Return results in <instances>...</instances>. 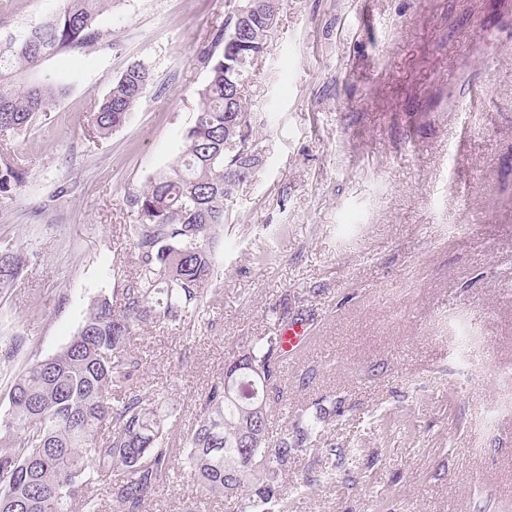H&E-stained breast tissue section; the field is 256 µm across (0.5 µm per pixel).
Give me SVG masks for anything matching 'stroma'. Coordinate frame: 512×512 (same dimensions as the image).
I'll return each instance as SVG.
<instances>
[{
  "instance_id": "1",
  "label": "stroma",
  "mask_w": 512,
  "mask_h": 512,
  "mask_svg": "<svg viewBox=\"0 0 512 512\" xmlns=\"http://www.w3.org/2000/svg\"><path fill=\"white\" fill-rule=\"evenodd\" d=\"M242 0H109L95 46L45 62L66 91L0 140L24 174L0 196V420L12 379L59 351L113 269H136L131 199L171 165L208 78L199 51ZM66 0H0V37ZM245 97L260 164L214 244L218 299L140 330V380L173 435L278 314L311 341L286 363L289 411L336 399L328 436L354 463L297 512H512V0H278ZM142 103L108 137L88 118L131 64ZM20 344H13V337ZM196 496L171 470L148 512ZM25 257L19 251L0 250V288L12 285L21 275L25 266Z\"/></svg>"
}]
</instances>
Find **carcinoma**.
<instances>
[{"instance_id":"carcinoma-1","label":"carcinoma","mask_w":512,"mask_h":512,"mask_svg":"<svg viewBox=\"0 0 512 512\" xmlns=\"http://www.w3.org/2000/svg\"><path fill=\"white\" fill-rule=\"evenodd\" d=\"M106 0H67L58 15L0 42V128L20 131L51 109L64 85L45 74L31 79L49 56L91 47L102 38L98 18ZM265 0H243L253 35L244 46L227 44L237 16L217 26L200 50L209 67L193 125L180 155L131 199L137 223L128 226L137 250L136 273L119 270L111 297L94 299L76 334L55 355L29 365L10 389V418L0 421V512H99L98 490L107 484L121 512H145L160 478L181 460L196 482L199 505L222 498L233 512H291L294 498L333 480L320 462L336 455L325 434L329 414L306 411L288 430L273 432L270 393L288 361L282 331L251 339L226 367L223 380L200 399V414L175 441L167 427V394L144 386L143 358L132 348L139 329L201 313L214 277L213 242L226 223L228 202L259 163L257 144L241 148L250 158L238 178V155L224 150L226 86L251 77L266 49ZM151 82L149 68L133 64L117 79L89 121L98 135L122 127ZM20 182L11 165L0 167V195ZM25 257L0 251V288L21 275ZM300 458L302 479L282 481Z\"/></svg>"}]
</instances>
